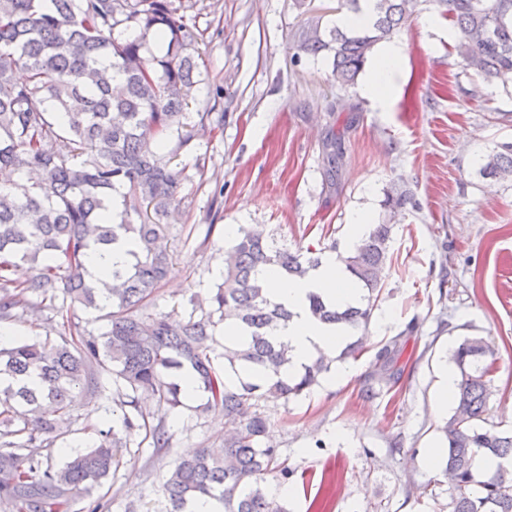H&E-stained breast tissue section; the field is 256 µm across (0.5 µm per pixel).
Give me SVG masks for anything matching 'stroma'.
I'll return each instance as SVG.
<instances>
[{
  "instance_id": "obj_1",
  "label": "stroma",
  "mask_w": 512,
  "mask_h": 512,
  "mask_svg": "<svg viewBox=\"0 0 512 512\" xmlns=\"http://www.w3.org/2000/svg\"><path fill=\"white\" fill-rule=\"evenodd\" d=\"M201 38L200 84L189 124L203 112L224 115L223 128L197 130L171 166L181 173L182 216L169 225V275L151 314L188 315L192 294L221 283L228 225H263L289 249L345 248L353 214L394 221L378 312L368 350L333 364L307 396L259 404L267 441L288 467V512H448L442 446L449 411L438 406L442 371L467 336L498 350L487 419L512 430V181L481 176L475 155L512 142V88L464 69L450 50L457 31L436 0H416L394 40L403 52L388 107L361 93L363 78L339 87L333 54L302 47L304 30L328 35L347 16L340 0H173ZM340 146L328 176L326 145ZM411 202L402 215L385 207L391 188ZM60 302L37 297L0 325V345L22 337L68 335ZM399 338L398 380L374 373V353ZM196 402L172 412L140 397L137 407L162 424L169 445L124 450L99 488L111 512H166L160 489L173 462L224 443V417ZM112 389L77 401L44 455L61 463L91 446L113 421Z\"/></svg>"
}]
</instances>
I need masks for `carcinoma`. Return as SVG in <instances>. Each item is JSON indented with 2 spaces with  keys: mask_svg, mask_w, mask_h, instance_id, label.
<instances>
[{
  "mask_svg": "<svg viewBox=\"0 0 512 512\" xmlns=\"http://www.w3.org/2000/svg\"><path fill=\"white\" fill-rule=\"evenodd\" d=\"M412 0H377L369 24L330 31L333 77L354 82L367 56L408 18ZM456 28L454 51L487 80L512 87V0H441ZM167 41L162 57L147 56L149 40ZM195 25L171 0H0V323L14 318L29 298L58 294L104 313L106 329L73 322L59 341L24 338L0 348V505L12 512H67L73 495L90 493L117 469L122 449L141 434L166 448L163 426L129 413L139 396L159 407L182 406V375L207 393L200 410H220L231 423L224 452L200 448L175 460L162 493L168 512H185L199 497L223 512H288L267 497L262 484L278 467V451L266 442L262 399L288 402L309 392L331 364L364 350L382 289L391 242L390 224H374L341 257L345 271L367 290L345 308L309 296L318 320L344 327L347 343L335 358L324 353L286 374L288 346L273 332L291 312L272 301L263 270L276 267L303 277L320 256L270 244L261 227L240 229L224 249V275L205 295L191 296L186 317L143 315L140 310L162 282L172 256L160 240L178 219V173L165 154L188 147L192 132L182 122L199 83ZM55 139L48 154L43 142ZM490 178L512 179V144L478 159ZM120 240L136 250L122 268L95 277L89 257ZM33 276H9L17 264ZM240 331L224 345V368L215 367L218 325ZM401 348L393 339L375 354L378 372L399 373ZM457 406L442 427L443 473L452 490L450 512H512V470L481 473L478 458L512 461V432L485 417L488 376L497 349L468 337L455 349ZM112 378L119 426L98 430L93 446L61 466L43 461L44 444L58 436L74 403Z\"/></svg>",
  "mask_w": 512,
  "mask_h": 512,
  "instance_id": "cac0c4a2",
  "label": "carcinoma"
}]
</instances>
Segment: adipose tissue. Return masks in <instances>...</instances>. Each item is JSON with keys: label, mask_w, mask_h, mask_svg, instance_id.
I'll return each instance as SVG.
<instances>
[{"label": "adipose tissue", "mask_w": 512, "mask_h": 512, "mask_svg": "<svg viewBox=\"0 0 512 512\" xmlns=\"http://www.w3.org/2000/svg\"><path fill=\"white\" fill-rule=\"evenodd\" d=\"M402 56L399 45L384 46L378 63L363 87L364 96L386 105L390 98V82ZM267 282L270 297L291 312L288 324L279 331L291 350L292 369H299L317 352H334L345 340L344 330L317 321L308 310V296L315 293L333 305L356 304L362 292L352 286L343 264L335 256L322 259L318 267L302 279L288 277L277 270L269 271Z\"/></svg>", "instance_id": "obj_1"}]
</instances>
